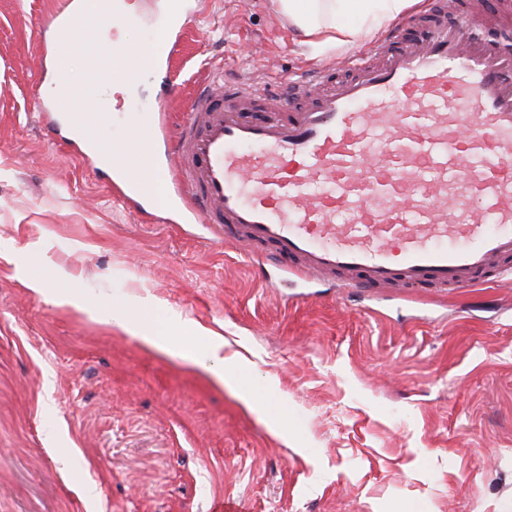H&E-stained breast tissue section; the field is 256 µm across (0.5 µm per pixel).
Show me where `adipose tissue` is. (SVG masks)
<instances>
[{
	"label": "adipose tissue",
	"mask_w": 512,
	"mask_h": 512,
	"mask_svg": "<svg viewBox=\"0 0 512 512\" xmlns=\"http://www.w3.org/2000/svg\"><path fill=\"white\" fill-rule=\"evenodd\" d=\"M415 0H273L277 12L315 55L357 46L401 16ZM131 14L125 0H89L87 23L78 32L81 41H95L105 27L123 29ZM104 319L121 330L136 329L142 342L155 350L197 362L199 353L218 367L220 384L240 385L242 359L224 353L223 343L211 340L198 348L191 338L176 334L156 317H147L113 304L101 310Z\"/></svg>",
	"instance_id": "1"
}]
</instances>
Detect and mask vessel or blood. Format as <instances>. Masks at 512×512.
Returning <instances> with one entry per match:
<instances>
[{
  "mask_svg": "<svg viewBox=\"0 0 512 512\" xmlns=\"http://www.w3.org/2000/svg\"><path fill=\"white\" fill-rule=\"evenodd\" d=\"M490 19L430 0L370 53L310 68L275 100L260 82L204 72L177 133L152 111L134 142L115 144L151 155L139 179L106 172L140 214L269 247L307 288L338 274L352 293L409 296L499 282L512 275V53L464 35ZM84 24L83 0H60L49 22ZM84 50L106 85L109 47ZM60 94L70 140L93 158L99 103Z\"/></svg>",
  "mask_w": 512,
  "mask_h": 512,
  "instance_id": "b4317fda",
  "label": "vessel or blood"
}]
</instances>
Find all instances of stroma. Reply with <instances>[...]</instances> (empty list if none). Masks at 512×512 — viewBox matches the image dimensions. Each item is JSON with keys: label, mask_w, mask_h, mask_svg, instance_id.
I'll return each mask as SVG.
<instances>
[{"label": "stroma", "mask_w": 512, "mask_h": 512, "mask_svg": "<svg viewBox=\"0 0 512 512\" xmlns=\"http://www.w3.org/2000/svg\"><path fill=\"white\" fill-rule=\"evenodd\" d=\"M135 2L126 35L148 48L159 0ZM49 6L0 0V512H512V281L303 298L244 244L145 221L45 136ZM352 53L311 55L271 0H207L180 59H140L103 134L158 105L180 123L211 64L272 88ZM105 302L223 340L277 402L148 349L97 316Z\"/></svg>", "instance_id": "35a3bbf8"}]
</instances>
